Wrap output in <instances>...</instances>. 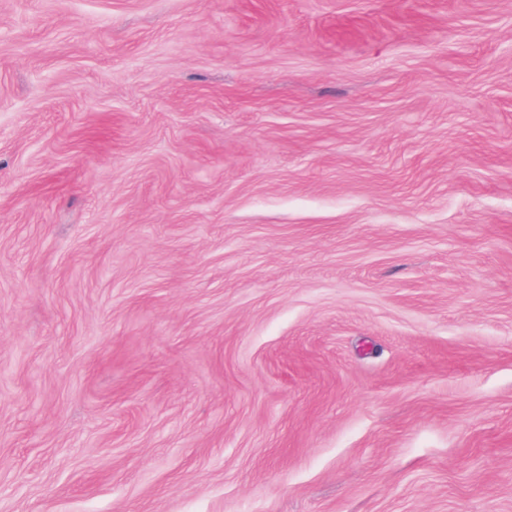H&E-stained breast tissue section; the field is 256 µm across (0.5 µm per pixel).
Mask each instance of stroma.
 Listing matches in <instances>:
<instances>
[{"label": "stroma", "mask_w": 512, "mask_h": 512, "mask_svg": "<svg viewBox=\"0 0 512 512\" xmlns=\"http://www.w3.org/2000/svg\"><path fill=\"white\" fill-rule=\"evenodd\" d=\"M0 512H512V0H0Z\"/></svg>", "instance_id": "obj_1"}]
</instances>
